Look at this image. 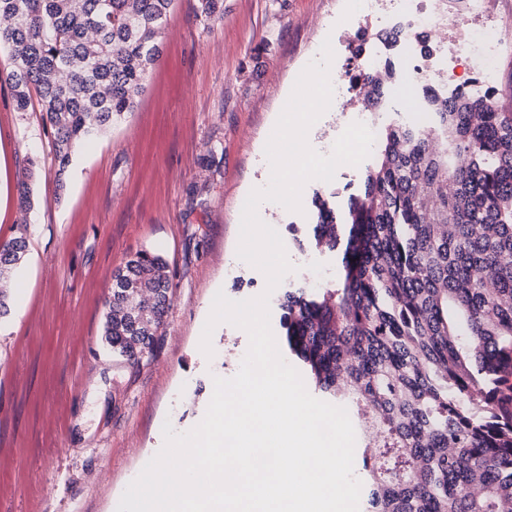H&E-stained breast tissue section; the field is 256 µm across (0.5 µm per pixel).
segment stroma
<instances>
[{
  "mask_svg": "<svg viewBox=\"0 0 512 512\" xmlns=\"http://www.w3.org/2000/svg\"><path fill=\"white\" fill-rule=\"evenodd\" d=\"M197 5L176 0L134 111L73 155L65 182L41 112L16 111L0 81L10 167L0 239L29 242L18 270L29 293L0 318V512H117L163 445L164 423L191 430L215 378L233 377L248 350L246 332L223 326L212 356L200 341L217 292L234 301L266 292L263 273L237 255L259 152L325 27L344 70L359 63L362 23L345 17L343 0H224L214 21ZM28 154L37 167L26 211ZM323 189L309 181L301 212L266 214L289 261L322 272L266 292L278 338L285 290L317 292L340 275L336 254L312 240V199ZM140 251L164 258L170 290L153 348L134 364L104 345L102 328L112 274ZM98 471L106 480H94Z\"/></svg>",
  "mask_w": 512,
  "mask_h": 512,
  "instance_id": "35a3bbf8",
  "label": "stroma"
}]
</instances>
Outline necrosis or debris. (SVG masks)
<instances>
[{"label":"necrosis or debris","instance_id":"necrosis-or-debris-1","mask_svg":"<svg viewBox=\"0 0 512 512\" xmlns=\"http://www.w3.org/2000/svg\"><path fill=\"white\" fill-rule=\"evenodd\" d=\"M444 3L445 0H346L349 16L377 19L382 31L398 33L399 38L395 43L372 50L357 72L332 73L337 97H344L355 74L381 75L386 63L397 62L402 57L409 59L414 73L446 96L468 94L473 89L472 78L458 79L456 58L471 60L474 75L489 79L496 68L497 51L504 43V35L495 26L474 23L476 17L486 13L488 0H466L465 12L452 17L447 16ZM443 22L455 32L450 49L440 48L425 54L415 42V35L434 33Z\"/></svg>","mask_w":512,"mask_h":512}]
</instances>
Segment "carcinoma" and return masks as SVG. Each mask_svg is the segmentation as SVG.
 <instances>
[{
	"label": "carcinoma",
	"instance_id": "obj_1",
	"mask_svg": "<svg viewBox=\"0 0 512 512\" xmlns=\"http://www.w3.org/2000/svg\"><path fill=\"white\" fill-rule=\"evenodd\" d=\"M175 0H0L15 109L39 105L56 176L134 110ZM206 20L224 0H198ZM428 124H393L344 212L318 194L315 248L342 281L286 291L288 351L316 386L365 407L367 512H512V112L422 87ZM384 103L378 84L363 95ZM0 241V278L24 261ZM170 275L146 251L118 269L103 340L137 363L163 324Z\"/></svg>",
	"mask_w": 512,
	"mask_h": 512
}]
</instances>
